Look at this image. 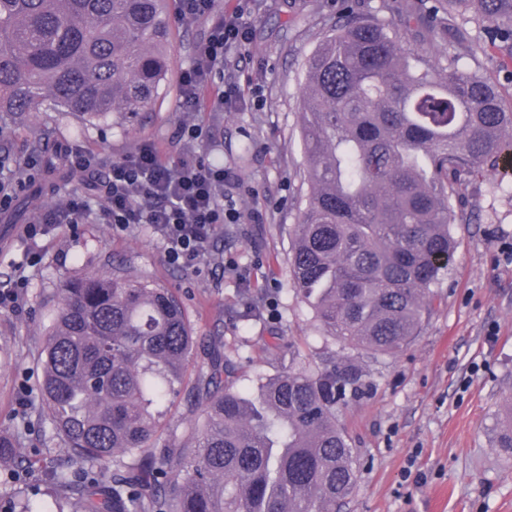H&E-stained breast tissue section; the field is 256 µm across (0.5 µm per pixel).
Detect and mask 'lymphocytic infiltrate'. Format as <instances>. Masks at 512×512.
<instances>
[{"label": "lymphocytic infiltrate", "mask_w": 512, "mask_h": 512, "mask_svg": "<svg viewBox=\"0 0 512 512\" xmlns=\"http://www.w3.org/2000/svg\"><path fill=\"white\" fill-rule=\"evenodd\" d=\"M178 4L181 19L213 20L208 38L180 76V108L198 112L207 105L224 110L234 98V90L219 92L209 100L203 94L212 76L223 68L227 52L246 42L248 26L241 13H224L218 0H178ZM228 180L223 165L192 155L172 164L146 143L134 155L113 162L99 212H92L88 199L74 193L56 211L26 224L23 236L33 240L45 234L47 225L80 224L93 215L122 231L147 224L164 242L169 261L192 267L204 260L208 242L223 225L240 218L224 194Z\"/></svg>", "instance_id": "1"}]
</instances>
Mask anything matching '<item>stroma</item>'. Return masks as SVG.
I'll return each mask as SVG.
<instances>
[{"label": "stroma", "mask_w": 512, "mask_h": 512, "mask_svg": "<svg viewBox=\"0 0 512 512\" xmlns=\"http://www.w3.org/2000/svg\"><path fill=\"white\" fill-rule=\"evenodd\" d=\"M383 0H220L225 12L247 7L249 37L228 53L212 92L237 91L231 111L184 112L179 77L207 38L210 19L175 17L169 0L168 80L156 109L128 121L120 114L74 135V117L41 112L0 125V144L31 162L26 186L38 190L24 212L0 209V289L23 282L22 309H0V433L17 435L20 455L54 447L40 422L38 348L58 288L97 270L122 268L175 289L195 336L224 354L225 380L249 388L276 374L293 352L315 362L348 357L364 370L362 393L339 413L352 439L358 472L343 512H512V454L495 447L493 430L512 398V168L484 167L462 202L474 223L450 228L453 260L434 292L435 309L406 349L380 355L342 350L325 336L312 307L292 286L288 259L307 184L299 135L305 64L331 26L348 14L366 15ZM200 124L210 139L187 144L185 124ZM92 159L106 178L112 161L154 143L164 159L192 153L223 163L232 175L224 192L240 213L210 243L191 269L170 263L159 237L145 225L121 231L94 220L63 224L39 239L29 260L21 233L38 214L79 192L101 203L86 177L69 170L54 182L35 141ZM28 393L20 408L17 398ZM412 467L421 483L403 481Z\"/></svg>", "instance_id": "obj_1"}]
</instances>
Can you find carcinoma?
I'll return each instance as SVG.
<instances>
[{"label": "carcinoma", "instance_id": "1", "mask_svg": "<svg viewBox=\"0 0 512 512\" xmlns=\"http://www.w3.org/2000/svg\"><path fill=\"white\" fill-rule=\"evenodd\" d=\"M406 48L377 14L339 23L307 60L300 127L307 194L294 289L343 348L394 354L419 336L448 268L452 224L481 165L512 159V103L477 38L512 57V0H401ZM167 0H0V114L80 122L153 111L168 70ZM452 42L453 53L445 49ZM41 341L43 415L63 463L36 455L47 510L15 489L6 512H336L356 485L338 412L360 396L350 361H292L246 394L203 349L187 389L193 447L160 444L162 406L197 349L168 288L91 271L55 296ZM497 447L512 454V410ZM112 468L106 481L93 470Z\"/></svg>", "mask_w": 512, "mask_h": 512}]
</instances>
